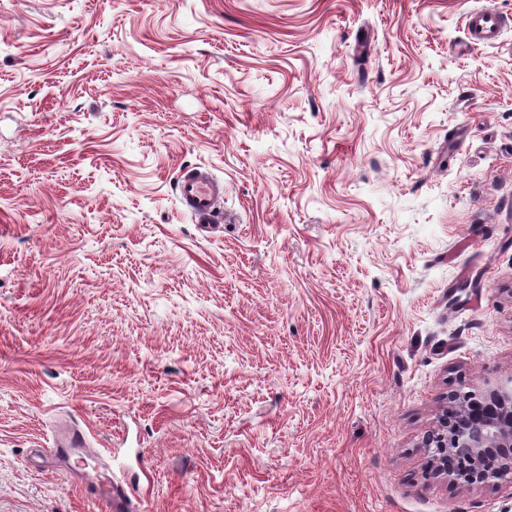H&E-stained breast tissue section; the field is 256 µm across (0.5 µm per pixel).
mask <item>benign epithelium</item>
<instances>
[{"instance_id": "obj_1", "label": "benign epithelium", "mask_w": 512, "mask_h": 512, "mask_svg": "<svg viewBox=\"0 0 512 512\" xmlns=\"http://www.w3.org/2000/svg\"><path fill=\"white\" fill-rule=\"evenodd\" d=\"M422 447L436 479L473 488L512 479V381L454 393Z\"/></svg>"}]
</instances>
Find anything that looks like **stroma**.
I'll use <instances>...</instances> for the list:
<instances>
[{"instance_id": "1", "label": "stroma", "mask_w": 512, "mask_h": 512, "mask_svg": "<svg viewBox=\"0 0 512 512\" xmlns=\"http://www.w3.org/2000/svg\"><path fill=\"white\" fill-rule=\"evenodd\" d=\"M480 8L512 21L0 0V512H112L116 481L137 512H512L420 446L512 380V24L467 47ZM505 26L503 17L493 9H478L466 20V39L472 46L494 44ZM179 197L194 224H214L224 199V183L206 170H195L178 180Z\"/></svg>"}]
</instances>
